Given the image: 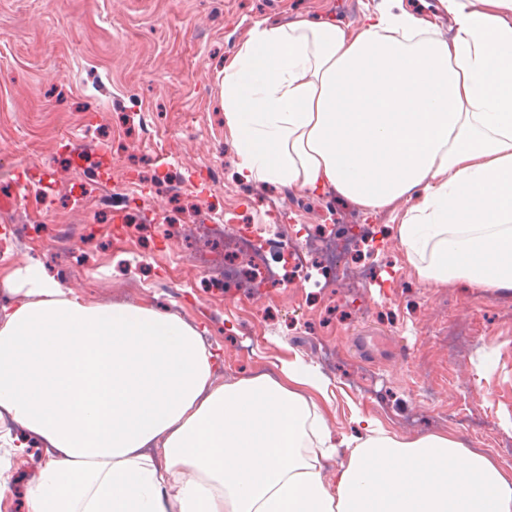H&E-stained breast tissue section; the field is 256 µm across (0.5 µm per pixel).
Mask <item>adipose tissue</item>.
Masks as SVG:
<instances>
[{"label":"adipose tissue","mask_w":512,"mask_h":512,"mask_svg":"<svg viewBox=\"0 0 512 512\" xmlns=\"http://www.w3.org/2000/svg\"><path fill=\"white\" fill-rule=\"evenodd\" d=\"M221 98L238 182L396 210L423 283L512 295V0L255 23ZM5 282L0 512L33 443L27 512H512V475L459 438L357 407L333 435L331 383L300 356L219 385L201 331L153 302H97L36 263Z\"/></svg>","instance_id":"obj_1"}]
</instances>
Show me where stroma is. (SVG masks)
<instances>
[{"label": "stroma", "instance_id": "35a3bbf8", "mask_svg": "<svg viewBox=\"0 0 512 512\" xmlns=\"http://www.w3.org/2000/svg\"><path fill=\"white\" fill-rule=\"evenodd\" d=\"M360 0H0V273L41 263L101 302L159 304L202 325L224 361L217 383L296 353L334 381L325 420L360 406L391 432H445L512 463V297L431 288L405 261L394 214L336 196L239 184L219 79L255 22L355 21ZM86 159L71 163L70 142ZM28 173L24 201L12 187ZM123 213L124 223L113 221ZM299 243L321 225L361 224L331 282L268 258L279 288H229L191 238L214 222ZM479 418L476 441L458 420Z\"/></svg>", "mask_w": 512, "mask_h": 512}]
</instances>
